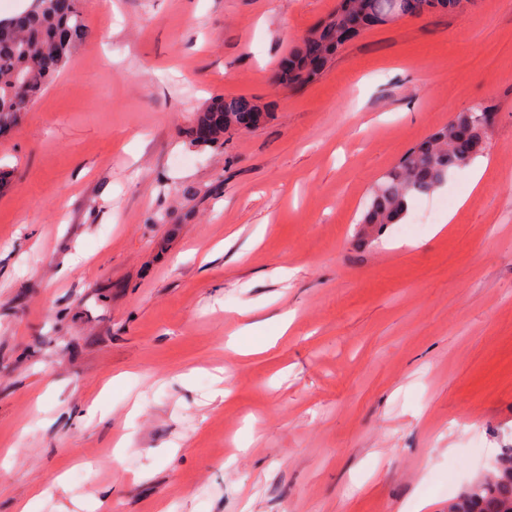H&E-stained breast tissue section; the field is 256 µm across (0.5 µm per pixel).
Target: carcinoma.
I'll use <instances>...</instances> for the list:
<instances>
[{"mask_svg":"<svg viewBox=\"0 0 512 512\" xmlns=\"http://www.w3.org/2000/svg\"><path fill=\"white\" fill-rule=\"evenodd\" d=\"M59 4L60 0H36L25 22L18 25L13 19H0V131L17 125L30 111L83 34L85 19L77 0H71L65 14ZM460 6L461 0H339L336 11L311 34L319 37L329 55L341 45L345 29L356 34L395 12L412 16L432 9L452 12ZM317 75L299 48L276 73L278 81L290 85L309 83ZM491 112L492 107L482 106L459 113L379 177L369 194L359 238L377 240L385 227L408 216L412 201L436 192L451 173L482 154ZM263 116L246 97L225 99L197 116L193 139L203 146L222 145L224 134L252 128ZM496 462L500 466L492 467L489 475L469 484L448 504L450 512H512V448L500 449Z\"/></svg>","mask_w":512,"mask_h":512,"instance_id":"1","label":"carcinoma"}]
</instances>
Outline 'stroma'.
Here are the masks:
<instances>
[{"mask_svg":"<svg viewBox=\"0 0 512 512\" xmlns=\"http://www.w3.org/2000/svg\"><path fill=\"white\" fill-rule=\"evenodd\" d=\"M337 4L81 0L0 134V512H448L512 443V0L279 85ZM232 96L268 120L197 146ZM479 104L481 190L359 241L375 181Z\"/></svg>","mask_w":512,"mask_h":512,"instance_id":"1","label":"stroma"}]
</instances>
